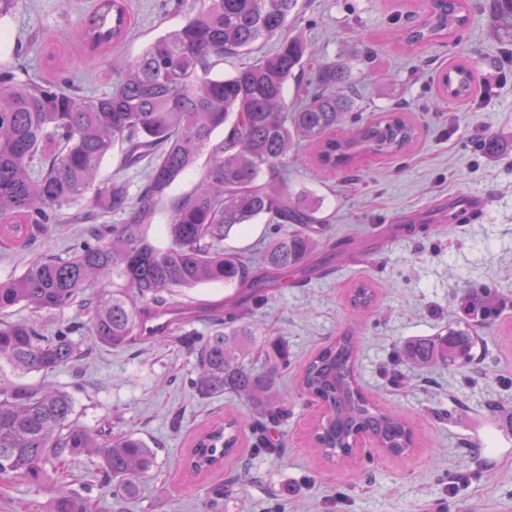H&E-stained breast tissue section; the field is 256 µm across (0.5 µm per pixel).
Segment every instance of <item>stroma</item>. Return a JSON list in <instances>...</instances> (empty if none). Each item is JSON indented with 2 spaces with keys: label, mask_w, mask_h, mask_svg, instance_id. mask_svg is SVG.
I'll list each match as a JSON object with an SVG mask.
<instances>
[{
  "label": "stroma",
  "mask_w": 512,
  "mask_h": 512,
  "mask_svg": "<svg viewBox=\"0 0 512 512\" xmlns=\"http://www.w3.org/2000/svg\"><path fill=\"white\" fill-rule=\"evenodd\" d=\"M95 0H23L0 20V70L19 79H72L77 90L108 91V60L92 57L72 32ZM424 0H302L289 34L303 35L318 60L345 63L363 116L405 108L419 125L415 145L400 158L368 156L352 176L323 172L314 159L290 164L288 188L309 191L326 222L316 239L325 272L297 278L253 307L288 356L279 388L291 396L280 427L282 447L257 451L244 431L237 452L215 470L189 473L184 462L197 437L230 418L251 415L249 400L203 396L190 385L194 357L182 337L209 335L210 303L230 299L221 285L186 291L194 314L168 336L134 339L121 348L82 349L48 374L0 379L68 391L79 422L94 430L133 431L157 453V464L132 498H116L96 464L73 460L71 487L96 499L98 512H512V151L481 153L479 140L512 135V38L494 35L490 0H466L469 25L425 47L397 35L417 23ZM132 29L111 52L137 57L159 33L185 17L178 0H127ZM454 60L475 76L469 99L448 98L436 73ZM484 200L480 220L449 222L444 203ZM87 224H56L20 251H0V277L20 274L39 255H68L89 239ZM371 288L376 311L360 320L348 297ZM489 297L499 312L481 320L467 303ZM471 325L479 339L464 369L423 370L395 363L405 343L447 325ZM344 333L358 338L355 371L376 405L409 420L413 450L392 457L373 447L350 461H330L312 441L317 401L295 396L316 352ZM460 481L449 494V481ZM223 486L224 496L211 490ZM53 483L0 477V512H48Z\"/></svg>",
  "instance_id": "35a3bbf8"
}]
</instances>
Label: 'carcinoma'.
Wrapping results in <instances>:
<instances>
[{
	"label": "carcinoma",
	"instance_id": "carcinoma-1",
	"mask_svg": "<svg viewBox=\"0 0 512 512\" xmlns=\"http://www.w3.org/2000/svg\"><path fill=\"white\" fill-rule=\"evenodd\" d=\"M123 0H95L80 18L77 36L96 53L125 39L129 18ZM299 0H193L183 23L156 37L134 59L114 56L112 90L99 95L72 91L65 83L21 81L0 72V246L30 242L51 224L68 223L66 211L89 209L103 218L126 215L122 224L101 225L71 255L32 258L18 276L0 279V365L21 375L48 372L74 362L80 345L70 329L47 334L29 321L11 320L12 309L36 312L76 307L89 316V347H121L139 335L151 306L211 283L238 289L261 302L288 279L320 271L309 263L317 247L313 225L326 219L305 194L288 191V163L306 142L319 164L343 171L365 156L394 157L418 139L419 128L391 111L365 121L355 113L347 69L328 60L313 69V82L299 78L309 67L308 41L279 40L235 73L217 71L227 56L279 36ZM469 22L461 0H427L417 24L399 35L408 46L445 38ZM493 22L512 33V0H494ZM296 81L302 98L288 106L285 89ZM448 97L472 95L473 75L450 63L440 76ZM357 125L338 138L336 127ZM223 137L215 139L217 132ZM119 153V166H143L146 181L131 200L124 186L98 179L103 160ZM204 164H199L201 157ZM191 191L170 198L192 172ZM262 216L289 224L272 238L259 270L251 260L222 247L231 232ZM355 312L373 308L372 289H351ZM259 328L229 307L206 339L189 343L196 358L193 385L202 395L230 393L252 400L255 418L226 420L199 436L188 469L198 474L233 453L244 426L260 435L258 448L273 452L272 439L288 397L278 389L288 365L276 355L262 370L251 366ZM472 329L448 325L408 343L401 355L423 367L464 368L473 361ZM357 337L343 334L305 365L300 397L317 399L328 414L313 430V443L329 460L351 457L359 432L372 434L391 456L412 451L413 429L363 394L355 377ZM96 460L113 493L133 497L156 465L154 449L133 433L103 438L76 421L73 397L30 384L0 385V476L40 482L49 464L56 489L50 512H91L92 499L67 488L70 462Z\"/></svg>",
	"mask_w": 512,
	"mask_h": 512
}]
</instances>
